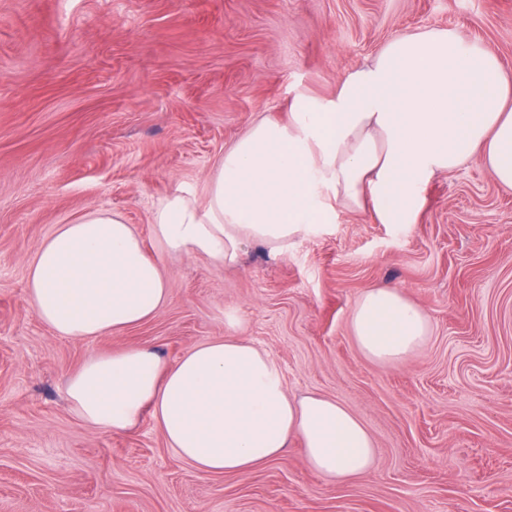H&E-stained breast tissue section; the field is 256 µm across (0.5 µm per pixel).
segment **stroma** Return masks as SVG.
Returning a JSON list of instances; mask_svg holds the SVG:
<instances>
[{
	"instance_id": "35a3bbf8",
	"label": "stroma",
	"mask_w": 512,
	"mask_h": 512,
	"mask_svg": "<svg viewBox=\"0 0 512 512\" xmlns=\"http://www.w3.org/2000/svg\"><path fill=\"white\" fill-rule=\"evenodd\" d=\"M445 28L512 68V0H0V512H512V189L479 160L433 176L412 224L340 209L283 256L237 268L161 256L152 201L203 192L254 122L328 97L392 39ZM121 213L170 298L124 333L55 335L27 301L29 262L61 224ZM400 288L427 313L420 350L366 359L350 311ZM240 336L289 394L338 399L367 425L371 469L336 486L296 446L246 474L197 471L151 416L82 423L66 381L134 344L174 361Z\"/></svg>"
}]
</instances>
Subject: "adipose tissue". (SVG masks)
Segmentation results:
<instances>
[{"mask_svg": "<svg viewBox=\"0 0 512 512\" xmlns=\"http://www.w3.org/2000/svg\"><path fill=\"white\" fill-rule=\"evenodd\" d=\"M476 158L512 189V69L456 31L410 32L345 74L334 96L299 92L287 122L253 123L216 161L204 194L157 199L151 234L164 254L235 267L244 242L286 254L341 207L368 204L380 223H413L420 185ZM27 300L56 335L87 340L157 316L169 287L122 214L94 210L40 242ZM350 327L367 359L393 364L423 345L430 320L381 285L356 300ZM66 394L80 420L108 432L151 415L167 445L207 474L250 472L294 442L311 471L339 485L374 460L360 417L330 397L290 396L272 356L238 336L173 362L145 345L89 358Z\"/></svg>", "mask_w": 512, "mask_h": 512, "instance_id": "obj_1", "label": "adipose tissue"}]
</instances>
